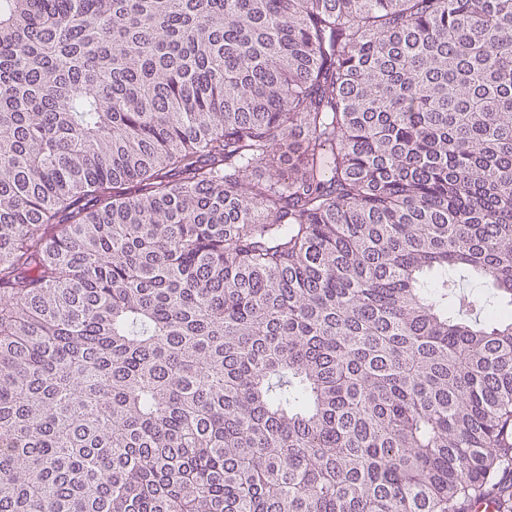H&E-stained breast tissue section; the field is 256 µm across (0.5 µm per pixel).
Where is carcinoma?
<instances>
[{"instance_id":"1","label":"carcinoma","mask_w":512,"mask_h":512,"mask_svg":"<svg viewBox=\"0 0 512 512\" xmlns=\"http://www.w3.org/2000/svg\"><path fill=\"white\" fill-rule=\"evenodd\" d=\"M482 500L512 0H0V512Z\"/></svg>"}]
</instances>
